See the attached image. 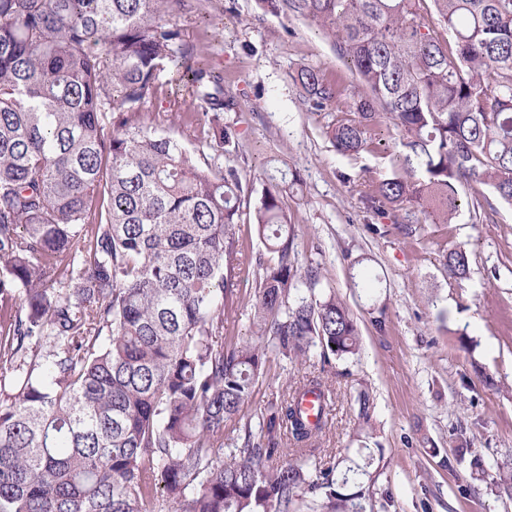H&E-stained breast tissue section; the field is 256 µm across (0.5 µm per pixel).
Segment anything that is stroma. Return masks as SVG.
Instances as JSON below:
<instances>
[{
    "label": "stroma",
    "mask_w": 512,
    "mask_h": 512,
    "mask_svg": "<svg viewBox=\"0 0 512 512\" xmlns=\"http://www.w3.org/2000/svg\"><path fill=\"white\" fill-rule=\"evenodd\" d=\"M205 4L223 21L222 35H207L194 12L170 23L185 42L206 45L210 63L224 72L225 93L238 103L224 115L236 143L220 159L244 190L235 226L242 273L224 308V342L256 339V258L265 248L253 209L271 176L285 170L297 179L283 198L298 268L319 270L323 287L356 320L362 345L360 358L328 368L316 356L269 362L242 416L257 417L285 385L325 375L336 398L321 445L359 464L377 459L376 487L390 497L388 512H512V497L473 480L469 465L451 474L436 459L464 445L488 467L512 459V207L474 182L460 188L459 211L446 224L389 207L367 211L376 184L401 169V136L383 112L368 129L367 150L336 151L329 131L353 119L361 87L332 39L289 6L271 14L256 0ZM302 66L336 88L323 110H312L293 80ZM405 223L410 231H402ZM454 248L469 256L467 279L452 278L444 265ZM366 269L378 278L370 293L359 286ZM380 312L381 331L371 323ZM362 390L373 404L367 421L356 402Z\"/></svg>",
    "instance_id": "stroma-1"
}]
</instances>
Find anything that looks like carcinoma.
<instances>
[{
    "mask_svg": "<svg viewBox=\"0 0 512 512\" xmlns=\"http://www.w3.org/2000/svg\"><path fill=\"white\" fill-rule=\"evenodd\" d=\"M258 2L312 20L365 87L359 120L329 131L338 152L365 149L380 111L400 130L405 174L371 207L446 223L470 181L512 205V0H433L435 22L420 0ZM192 3L0 0V371L15 378L0 406V512H375L380 470L336 479V455L318 447L328 419L301 407L312 394L330 409L327 379L239 417L269 357H354L359 330L291 260L283 176L253 213L275 256L257 284L262 344L224 346L242 185L216 160L238 103L167 22ZM168 67L204 107L177 117L202 128L208 159L141 123ZM295 81L315 110L336 97L314 68ZM445 266L467 277L466 252ZM490 486L512 490V462Z\"/></svg>",
    "mask_w": 512,
    "mask_h": 512,
    "instance_id": "cac0c4a2",
    "label": "carcinoma"
}]
</instances>
